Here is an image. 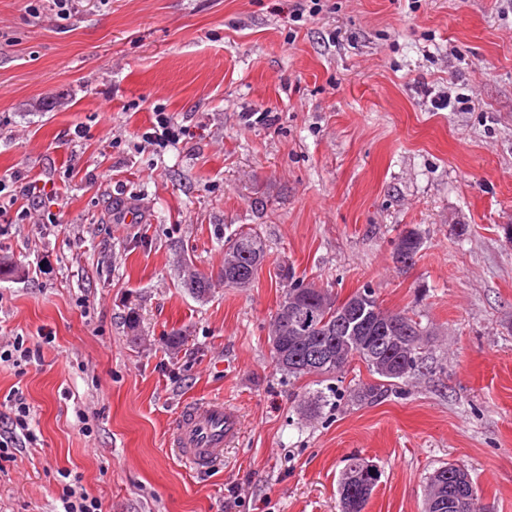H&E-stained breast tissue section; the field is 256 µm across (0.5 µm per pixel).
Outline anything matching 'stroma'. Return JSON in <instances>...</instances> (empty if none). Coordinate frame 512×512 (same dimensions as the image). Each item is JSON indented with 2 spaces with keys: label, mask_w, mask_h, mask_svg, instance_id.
Segmentation results:
<instances>
[{
  "label": "stroma",
  "mask_w": 512,
  "mask_h": 512,
  "mask_svg": "<svg viewBox=\"0 0 512 512\" xmlns=\"http://www.w3.org/2000/svg\"><path fill=\"white\" fill-rule=\"evenodd\" d=\"M309 2L0 0V179L58 195L57 223L0 216L25 270L0 277V351L40 349L0 364V431L19 389L39 437L0 458V512H57L66 470L104 512H340L353 456L381 472L364 512H422L448 462L512 512V0ZM247 228L267 245L253 287L197 301L181 263L218 273ZM294 281L419 315L422 372L359 402L362 361L280 371ZM207 397L241 430L197 475L167 436Z\"/></svg>",
  "instance_id": "stroma-1"
}]
</instances>
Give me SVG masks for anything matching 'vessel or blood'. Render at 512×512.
<instances>
[{
	"mask_svg": "<svg viewBox=\"0 0 512 512\" xmlns=\"http://www.w3.org/2000/svg\"><path fill=\"white\" fill-rule=\"evenodd\" d=\"M238 431V416L223 400H203L184 407L172 428L170 444L185 465L201 472L223 458L225 445Z\"/></svg>",
	"mask_w": 512,
	"mask_h": 512,
	"instance_id": "obj_1",
	"label": "vessel or blood"
}]
</instances>
